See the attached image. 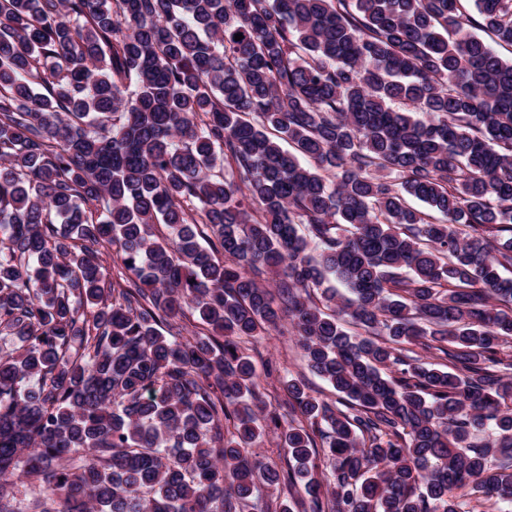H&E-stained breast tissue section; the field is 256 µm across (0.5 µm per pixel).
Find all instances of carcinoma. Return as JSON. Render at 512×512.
<instances>
[{"mask_svg":"<svg viewBox=\"0 0 512 512\" xmlns=\"http://www.w3.org/2000/svg\"><path fill=\"white\" fill-rule=\"evenodd\" d=\"M471 2L0 0V512L512 504V62L469 31L512 0ZM286 321L341 406L265 411Z\"/></svg>","mask_w":512,"mask_h":512,"instance_id":"obj_1","label":"carcinoma"}]
</instances>
